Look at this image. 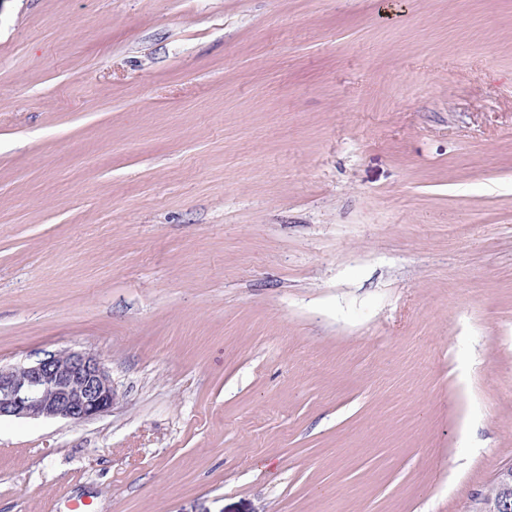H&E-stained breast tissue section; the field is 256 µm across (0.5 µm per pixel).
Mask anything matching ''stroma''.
Here are the masks:
<instances>
[{"instance_id":"stroma-1","label":"stroma","mask_w":512,"mask_h":512,"mask_svg":"<svg viewBox=\"0 0 512 512\" xmlns=\"http://www.w3.org/2000/svg\"><path fill=\"white\" fill-rule=\"evenodd\" d=\"M0 512H473L512 464V0H0ZM117 398L109 369L91 352L63 349L32 363L0 365V421L79 424L109 412Z\"/></svg>"}]
</instances>
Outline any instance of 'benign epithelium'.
I'll return each instance as SVG.
<instances>
[{
  "label": "benign epithelium",
  "mask_w": 512,
  "mask_h": 512,
  "mask_svg": "<svg viewBox=\"0 0 512 512\" xmlns=\"http://www.w3.org/2000/svg\"><path fill=\"white\" fill-rule=\"evenodd\" d=\"M118 392L97 355L74 349L32 363L0 365V419H60L79 424L109 412ZM497 497L477 512H512V465L493 479Z\"/></svg>",
  "instance_id": "1"
}]
</instances>
